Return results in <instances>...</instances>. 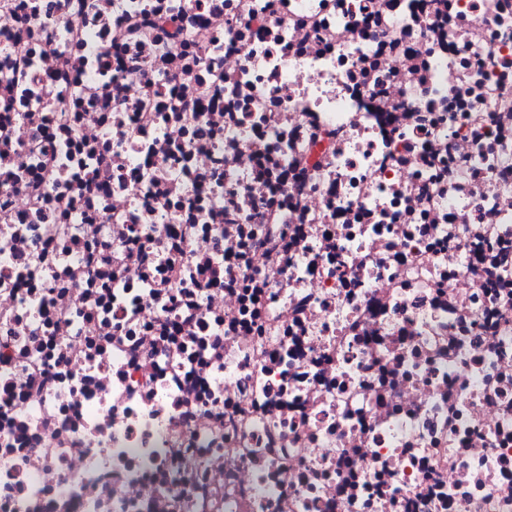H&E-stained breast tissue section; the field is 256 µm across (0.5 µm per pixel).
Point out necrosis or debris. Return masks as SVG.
<instances>
[{
    "label": "necrosis or debris",
    "instance_id": "1",
    "mask_svg": "<svg viewBox=\"0 0 512 512\" xmlns=\"http://www.w3.org/2000/svg\"><path fill=\"white\" fill-rule=\"evenodd\" d=\"M0 512H512V0H0Z\"/></svg>",
    "mask_w": 512,
    "mask_h": 512
}]
</instances>
